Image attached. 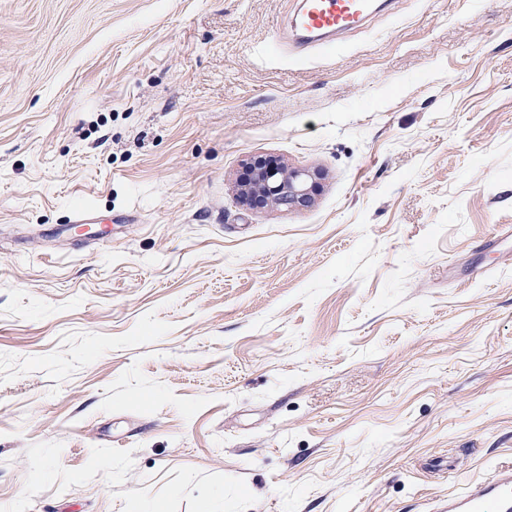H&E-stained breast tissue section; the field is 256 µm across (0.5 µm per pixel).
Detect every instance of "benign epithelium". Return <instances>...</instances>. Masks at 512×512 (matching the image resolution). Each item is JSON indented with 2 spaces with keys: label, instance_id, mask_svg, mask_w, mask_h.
I'll return each instance as SVG.
<instances>
[{
  "label": "benign epithelium",
  "instance_id": "benign-epithelium-1",
  "mask_svg": "<svg viewBox=\"0 0 512 512\" xmlns=\"http://www.w3.org/2000/svg\"><path fill=\"white\" fill-rule=\"evenodd\" d=\"M318 174L308 170L273 169L262 160L246 163L245 176L237 183V197L252 209H303L312 205Z\"/></svg>",
  "mask_w": 512,
  "mask_h": 512
}]
</instances>
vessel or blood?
<instances>
[{
    "mask_svg": "<svg viewBox=\"0 0 512 512\" xmlns=\"http://www.w3.org/2000/svg\"><path fill=\"white\" fill-rule=\"evenodd\" d=\"M371 7L372 0H303L294 26L308 40L335 37L357 28ZM442 512H512V464L449 495Z\"/></svg>",
    "mask_w": 512,
    "mask_h": 512,
    "instance_id": "1",
    "label": "vessel or blood"
}]
</instances>
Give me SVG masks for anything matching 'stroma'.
I'll use <instances>...</instances> for the list:
<instances>
[{"label": "stroma", "mask_w": 512, "mask_h": 512, "mask_svg": "<svg viewBox=\"0 0 512 512\" xmlns=\"http://www.w3.org/2000/svg\"><path fill=\"white\" fill-rule=\"evenodd\" d=\"M298 5L0 0V512H438L512 464V0L332 50ZM257 157L313 204L239 203Z\"/></svg>", "instance_id": "35a3bbf8"}]
</instances>
